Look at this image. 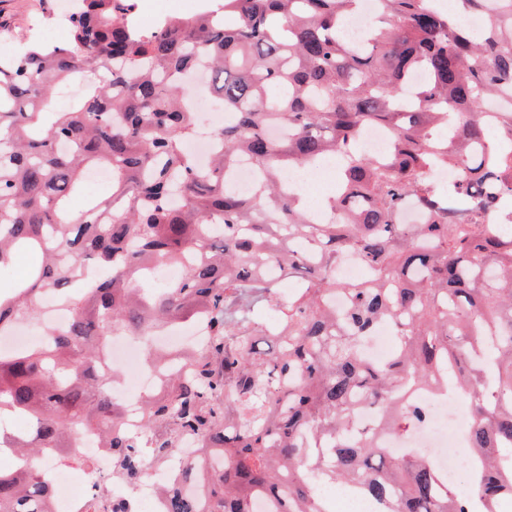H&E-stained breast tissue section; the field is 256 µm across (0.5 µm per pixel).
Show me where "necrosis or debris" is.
Masks as SVG:
<instances>
[{
    "instance_id": "necrosis-or-debris-1",
    "label": "necrosis or debris",
    "mask_w": 512,
    "mask_h": 512,
    "mask_svg": "<svg viewBox=\"0 0 512 512\" xmlns=\"http://www.w3.org/2000/svg\"><path fill=\"white\" fill-rule=\"evenodd\" d=\"M194 101L201 114V132L191 142L190 149L201 163H208L213 152L211 133L220 124L224 114L211 102L206 86L194 85ZM208 341L202 323L177 324L165 331L157 340L171 364H179L183 350L188 346L204 347ZM108 366L119 371L121 379L111 388L114 400L121 402L124 415L122 428L140 436L143 443H150V436L141 429L140 410L142 398L161 390L157 371L145 360L142 346L136 345L129 336H115L107 347ZM416 403L422 411L421 419L415 421L402 434L382 436V447L390 451L403 448H416L426 451L447 477L450 485H457L459 465L469 459L470 451L465 442L467 426V400L456 393L448 395L431 391L421 392ZM81 451L92 460L88 472V486L80 493L66 489V476L62 469L50 467V493L60 512H105L104 503L112 496V456L101 448L97 437L86 435L81 439ZM223 455L217 450H203L202 443L195 438H186L171 457L167 469L160 470L153 465L143 464L142 477L123 499L128 512H165L166 501L159 489L166 481L182 479L184 489L201 497L206 489L201 482L183 480V467L186 462H194L205 472L220 467Z\"/></svg>"
}]
</instances>
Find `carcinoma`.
<instances>
[{
	"instance_id": "carcinoma-1",
	"label": "carcinoma",
	"mask_w": 512,
	"mask_h": 512,
	"mask_svg": "<svg viewBox=\"0 0 512 512\" xmlns=\"http://www.w3.org/2000/svg\"><path fill=\"white\" fill-rule=\"evenodd\" d=\"M78 2L67 43L0 49V337L28 321L43 335L0 350V419L30 422L24 438L0 430V447L59 457L83 431L112 450L113 478L135 482L142 444L121 429L99 370L106 341L203 320L207 345L142 405L159 463L183 437L224 449L208 510L165 484L170 512H252L258 494L277 512H327L322 478L383 512H500L512 501V234L484 215L512 203V0L480 35L436 0H379L361 50L342 33L361 0H218L233 26L207 8L150 30L136 0ZM198 70L227 113L205 167L187 149ZM86 71L96 82L55 107L53 93ZM417 71L425 79L411 87ZM495 98L507 111L491 139ZM367 125L390 134L387 156L357 151ZM336 155L326 208L341 222H316L282 173ZM242 157L257 172L247 196L226 184ZM448 165L462 172L456 195L473 181L490 195L464 213L442 205L425 172ZM98 166L111 171L108 192L74 208ZM408 200L428 223H397ZM348 251L370 280L336 278ZM167 265L184 268L181 280L149 287ZM45 294L68 309L65 328L42 318ZM380 321L398 338L376 364L361 341ZM421 386L468 395L464 492L425 453L389 455L372 431L342 438L362 401L399 431L417 418ZM48 479L41 467L0 471V512H53Z\"/></svg>"
}]
</instances>
